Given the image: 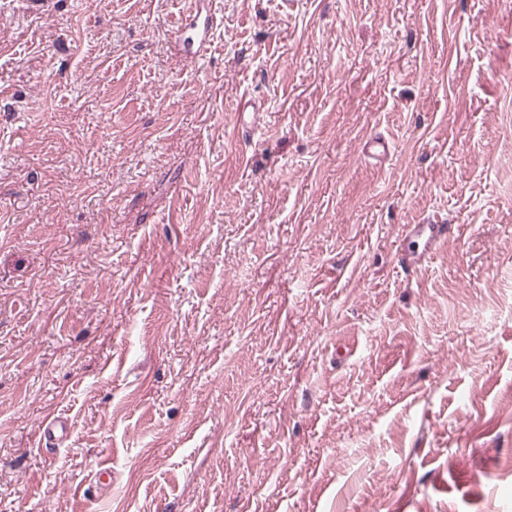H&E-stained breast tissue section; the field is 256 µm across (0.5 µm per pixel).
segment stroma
Returning <instances> with one entry per match:
<instances>
[{"mask_svg": "<svg viewBox=\"0 0 512 512\" xmlns=\"http://www.w3.org/2000/svg\"><path fill=\"white\" fill-rule=\"evenodd\" d=\"M189 2L0 0V512H512V0ZM451 224H406L402 229L404 239L422 241V249L405 250L399 254L401 267L411 272L422 269L431 255L448 240ZM70 423L63 416H49L45 418L39 428L40 438L43 440L46 452H54L61 447L68 439Z\"/></svg>", "mask_w": 512, "mask_h": 512, "instance_id": "stroma-1", "label": "stroma"}]
</instances>
